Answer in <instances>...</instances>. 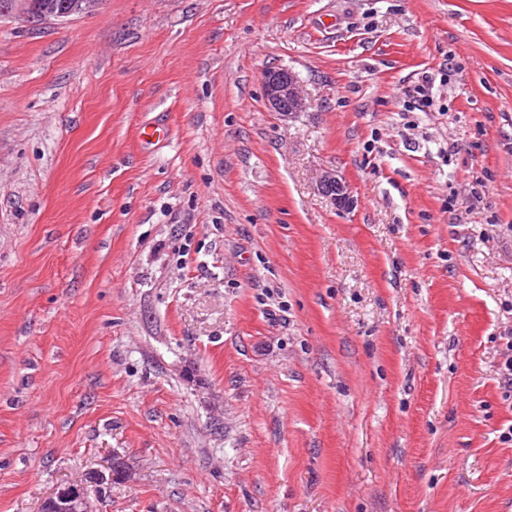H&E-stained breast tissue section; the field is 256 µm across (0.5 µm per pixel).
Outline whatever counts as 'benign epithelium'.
<instances>
[{
	"label": "benign epithelium",
	"mask_w": 512,
	"mask_h": 512,
	"mask_svg": "<svg viewBox=\"0 0 512 512\" xmlns=\"http://www.w3.org/2000/svg\"><path fill=\"white\" fill-rule=\"evenodd\" d=\"M99 6V0H70L63 4L46 0H24L22 17L27 21L44 22L67 18L74 13H91ZM262 84L266 107L283 117L303 111L306 100L300 89L297 75L289 69H269L263 73ZM322 191L340 208H348L352 197L346 182L334 171L322 174ZM132 475L122 461L113 460L107 471H93L87 477L74 481L54 492L44 500L41 512H98L94 501L102 500V493L112 480L125 481Z\"/></svg>",
	"instance_id": "obj_1"
}]
</instances>
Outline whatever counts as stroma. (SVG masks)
Masks as SVG:
<instances>
[{
  "mask_svg": "<svg viewBox=\"0 0 512 512\" xmlns=\"http://www.w3.org/2000/svg\"><path fill=\"white\" fill-rule=\"evenodd\" d=\"M510 336L512 0L0 16V512H512ZM262 84L266 107L283 117L302 112L306 100L297 75L289 69H269L263 73ZM322 191L333 199L340 208H348L352 197L346 182L335 171H325L320 180ZM132 475L130 468L118 459H114L104 471H93L87 477L74 481L54 492L44 500L41 512H98L92 499V492L95 500H102V493L108 486L128 480Z\"/></svg>",
  "mask_w": 512,
  "mask_h": 512,
  "instance_id": "obj_1",
  "label": "stroma"
}]
</instances>
